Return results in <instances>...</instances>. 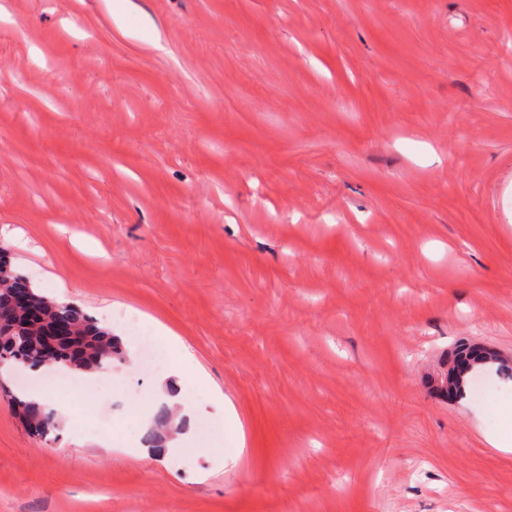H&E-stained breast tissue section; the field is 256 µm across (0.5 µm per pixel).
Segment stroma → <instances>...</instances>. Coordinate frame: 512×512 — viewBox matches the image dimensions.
<instances>
[{"mask_svg": "<svg viewBox=\"0 0 512 512\" xmlns=\"http://www.w3.org/2000/svg\"><path fill=\"white\" fill-rule=\"evenodd\" d=\"M512 0H0V226L130 359L56 439L0 375V512H512ZM175 334L223 392L142 440ZM224 449L223 457L202 445ZM448 360L452 363L448 383L445 385L444 380H442L441 384L437 385V390L443 396L447 398L450 396L455 399L462 395V388L467 383L468 375L477 367L482 366L483 363L481 362L484 359L481 357L476 346L463 344L448 354L442 366L446 365L448 367ZM15 407L28 427L41 436H47L58 428L56 414L44 404L17 397Z\"/></svg>", "mask_w": 512, "mask_h": 512, "instance_id": "stroma-1", "label": "stroma"}]
</instances>
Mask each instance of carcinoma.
<instances>
[{
  "mask_svg": "<svg viewBox=\"0 0 512 512\" xmlns=\"http://www.w3.org/2000/svg\"><path fill=\"white\" fill-rule=\"evenodd\" d=\"M19 289L29 290L37 300L48 299L43 319L31 321L11 304L15 291ZM0 311L10 314L14 319V325L0 329V359L6 365L30 371L46 367L44 343L48 332L45 326L59 317L71 324L77 339L58 343L54 367L65 372L87 374L126 359L121 339L113 335L108 327L81 307L61 304L32 288L27 277L13 265L12 258L2 254ZM447 360L451 362L448 383L438 385L437 390L443 396L455 399L462 395L467 375L481 366L483 358L477 347L463 344L451 351ZM15 407L28 427L41 436L58 428L56 414L44 404L18 397ZM175 417L174 409L161 405L153 417L151 427L143 436L144 443L152 449L165 447L166 438L179 433L182 428V425L175 424Z\"/></svg>",
  "mask_w": 512,
  "mask_h": 512,
  "instance_id": "1",
  "label": "carcinoma"
}]
</instances>
